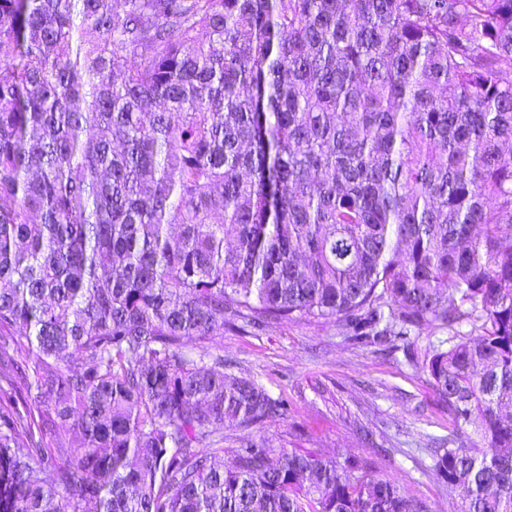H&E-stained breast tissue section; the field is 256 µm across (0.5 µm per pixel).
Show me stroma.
<instances>
[{"label":"stroma","instance_id":"35a3bbf8","mask_svg":"<svg viewBox=\"0 0 512 512\" xmlns=\"http://www.w3.org/2000/svg\"><path fill=\"white\" fill-rule=\"evenodd\" d=\"M237 374L254 377L272 395H286L288 416L262 428L224 431V444L265 440L325 454L372 458L433 512H458L457 501L431 469L429 437L448 433V414L429 378L403 353L386 357L343 340L331 320H286L258 336L233 328L220 340Z\"/></svg>","mask_w":512,"mask_h":512}]
</instances>
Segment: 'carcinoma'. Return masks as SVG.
I'll return each mask as SVG.
<instances>
[{"mask_svg": "<svg viewBox=\"0 0 512 512\" xmlns=\"http://www.w3.org/2000/svg\"><path fill=\"white\" fill-rule=\"evenodd\" d=\"M123 4L0 0V512H433L224 448L288 399L184 342L296 318L448 329L432 470L512 512V0Z\"/></svg>", "mask_w": 512, "mask_h": 512, "instance_id": "cac0c4a2", "label": "carcinoma"}]
</instances>
